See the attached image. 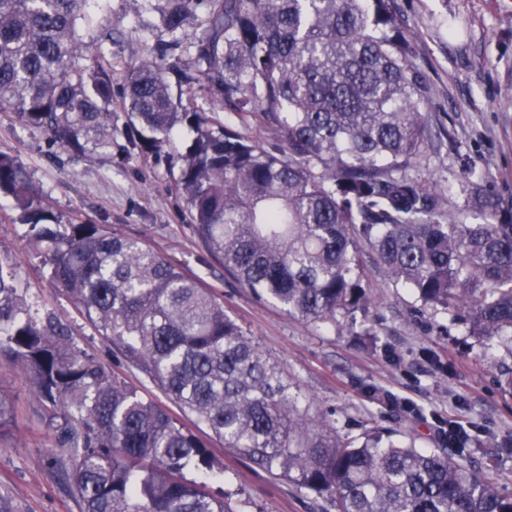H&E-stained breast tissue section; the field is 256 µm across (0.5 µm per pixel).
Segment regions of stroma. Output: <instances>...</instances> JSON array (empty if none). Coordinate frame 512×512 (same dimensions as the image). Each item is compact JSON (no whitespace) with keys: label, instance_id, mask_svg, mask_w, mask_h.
<instances>
[{"label":"stroma","instance_id":"35a3bbf8","mask_svg":"<svg viewBox=\"0 0 512 512\" xmlns=\"http://www.w3.org/2000/svg\"><path fill=\"white\" fill-rule=\"evenodd\" d=\"M408 19L417 63L431 87L432 123L438 134L426 148V165L451 212L464 197L461 163L483 174L488 189L512 203V0H398ZM166 0H92L94 21L80 25L87 42L101 41L112 61V86L170 36L155 22ZM111 39L100 40L101 31ZM192 134L180 127L163 152L126 161L51 154L43 131L0 117V150L15 155L44 203L62 221L119 224L171 260L188 266L224 297V310L281 362L316 404L336 414L341 434L358 435L370 422L400 431L419 448L433 449L448 422L512 442V394L499 384L503 352L484 356L476 338L448 316L421 309L368 266L374 299L369 319L381 350L367 337L324 331L289 317L239 288L202 247L186 202L173 188L172 157ZM0 252L8 254L40 312L67 320L79 344L107 363L113 349L83 320L73 303L45 278L32 256L26 227L10 199L0 197ZM400 363H391L387 351ZM0 390L14 400L15 421L0 427V492L14 512H79L45 466L46 434L20 371L0 363ZM223 479L216 491L241 492L247 512H324L323 500L221 450Z\"/></svg>","mask_w":512,"mask_h":512}]
</instances>
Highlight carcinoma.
I'll use <instances>...</instances> for the list:
<instances>
[{"label": "carcinoma", "instance_id": "carcinoma-1", "mask_svg": "<svg viewBox=\"0 0 512 512\" xmlns=\"http://www.w3.org/2000/svg\"><path fill=\"white\" fill-rule=\"evenodd\" d=\"M87 2L0 0V112L64 151L121 161L160 153L185 126L175 189L202 245L256 299L350 332L373 303L366 249L388 283L512 358V209L465 171V208L448 212L423 164L431 92L397 0H166L175 40L205 12L196 75L180 82H206L268 145L184 107L153 57L129 71L116 132L112 64L77 28ZM2 196L49 282L174 404L39 317L0 253V359L22 370L60 449L48 467L80 512H238L209 486L224 472L215 443L336 512H512V492L447 453L512 446L452 422L434 450L380 426L342 437L196 276L118 224L62 222L5 151Z\"/></svg>", "mask_w": 512, "mask_h": 512}]
</instances>
